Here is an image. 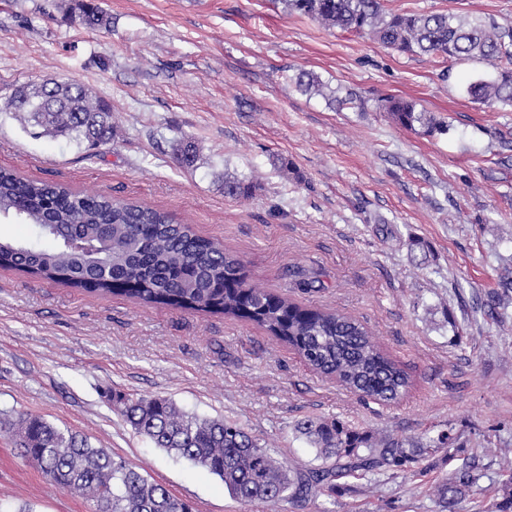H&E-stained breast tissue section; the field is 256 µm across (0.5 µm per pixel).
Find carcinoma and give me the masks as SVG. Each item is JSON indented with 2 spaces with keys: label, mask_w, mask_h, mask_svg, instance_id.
Masks as SVG:
<instances>
[{
  "label": "carcinoma",
  "mask_w": 512,
  "mask_h": 512,
  "mask_svg": "<svg viewBox=\"0 0 512 512\" xmlns=\"http://www.w3.org/2000/svg\"><path fill=\"white\" fill-rule=\"evenodd\" d=\"M287 8L329 28L368 34L380 44L412 55H440L448 61H478L494 71L469 80L464 90L489 108L512 109V26L453 13L388 10L381 0H285ZM84 23L110 25L93 3L82 4ZM296 87L326 96L317 76L301 72ZM328 97V96H326ZM353 100L331 95L341 106ZM7 108L43 132L91 144L112 139V109L80 83L48 87L31 82L7 101ZM393 122L426 132L440 123L413 100L392 98L382 105ZM253 185L224 179V194L252 195ZM32 226L25 240L0 239V260L9 268L38 275L101 296L123 284L124 295L144 304L221 313L251 322L292 346L316 372L334 377L363 398L394 402L409 387L406 372L373 341L359 320L338 312L302 307L286 297L235 279L240 261L213 240L195 234L166 212L102 194H86L54 182L25 179L0 170V215ZM500 295L488 312L498 314L512 291V276L500 278ZM115 409L152 444L206 470L224 483L234 499L278 507L305 504L325 487L358 473L396 478L425 457L454 459L456 437L440 430L420 440L377 438L339 420L307 419L296 432L317 450L321 464L285 468L269 449L237 424L188 415L160 396L131 398L116 394ZM23 453L55 484L83 494L93 512H191L169 490L148 481L134 467L83 438L65 433L38 416L20 418ZM475 452L462 459L435 486L437 512H455L459 501L478 485L487 464Z\"/></svg>",
  "instance_id": "1"
}]
</instances>
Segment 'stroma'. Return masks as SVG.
<instances>
[{"label":"stroma","mask_w":512,"mask_h":512,"mask_svg":"<svg viewBox=\"0 0 512 512\" xmlns=\"http://www.w3.org/2000/svg\"><path fill=\"white\" fill-rule=\"evenodd\" d=\"M111 23L80 22L81 0H0V106L32 81L74 80L112 107L94 148L33 136L0 109V168L162 209L242 262L249 284L362 321L409 376L394 403L363 401L248 322L66 288L0 269V512H91L22 455L30 414L124 459L192 512H242L223 482L169 456L117 414L113 394L162 396L236 422L287 467H313L307 418L381 437L443 425L463 453L496 456L457 512H489L512 478V301L485 313L512 261V110L465 94L484 62L411 56L289 11L283 0H95ZM512 25V0H384ZM310 72L336 107L299 91ZM416 101L442 132L405 129L383 99ZM192 142L195 160L178 159ZM253 180L225 196L227 177ZM412 464L367 475L282 512H433L446 474ZM295 84L296 87L302 92L314 95H321L324 98H327L328 101H330V103H335L339 107L353 100L352 93L348 94V98H342L334 95L335 91H332L333 94L329 98V96L324 91L326 86L319 80L317 76L309 72L299 73L298 76L296 77Z\"/></svg>","instance_id":"35a3bbf8"}]
</instances>
